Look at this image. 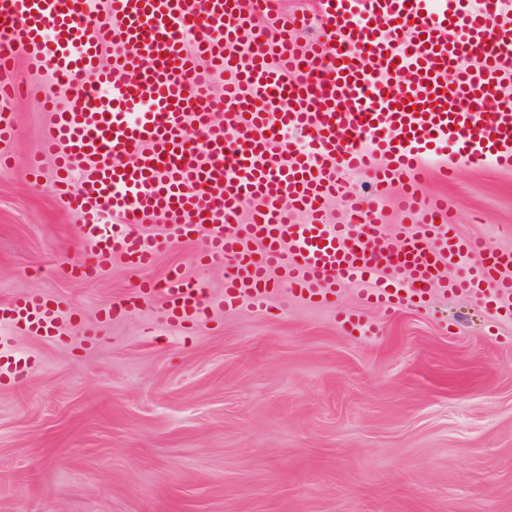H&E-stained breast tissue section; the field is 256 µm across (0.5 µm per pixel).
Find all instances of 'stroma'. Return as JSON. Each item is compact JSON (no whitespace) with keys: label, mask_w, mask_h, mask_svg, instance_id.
Returning a JSON list of instances; mask_svg holds the SVG:
<instances>
[{"label":"stroma","mask_w":512,"mask_h":512,"mask_svg":"<svg viewBox=\"0 0 512 512\" xmlns=\"http://www.w3.org/2000/svg\"><path fill=\"white\" fill-rule=\"evenodd\" d=\"M14 112L0 302L48 292L98 323L140 276L64 274L83 259L78 226L24 165L39 98ZM423 188L447 198L460 233L512 250V168L442 149ZM173 267L224 290L192 246L162 248L150 274ZM358 291L344 285L325 307L283 292L190 339L155 304L92 348L16 337L38 366L0 385V512H512V319L438 291L391 316ZM344 313L381 337L345 335Z\"/></svg>","instance_id":"1"}]
</instances>
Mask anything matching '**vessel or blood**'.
I'll list each match as a JSON object with an SVG mask.
<instances>
[{
    "instance_id": "obj_1",
    "label": "vessel or blood",
    "mask_w": 512,
    "mask_h": 512,
    "mask_svg": "<svg viewBox=\"0 0 512 512\" xmlns=\"http://www.w3.org/2000/svg\"><path fill=\"white\" fill-rule=\"evenodd\" d=\"M259 0H0V167L12 107L40 95L45 123L26 160L81 233L79 274L146 268L163 245L195 240L224 292L175 271L108 304L104 324L158 301L190 334L215 312L266 307L280 291L323 306L363 284L393 313L432 291L512 314V252L455 231L446 200L423 194L433 146L512 166V8L504 0H317L314 17L261 22ZM316 23L302 43L294 29ZM71 94L59 101L51 87ZM293 131L301 142H288ZM399 188L406 222L388 232L351 192ZM340 200L335 218L326 200ZM162 220L149 233L150 218ZM463 272L446 277L447 266ZM97 344L58 297L0 303V380L23 377L16 336Z\"/></svg>"
}]
</instances>
